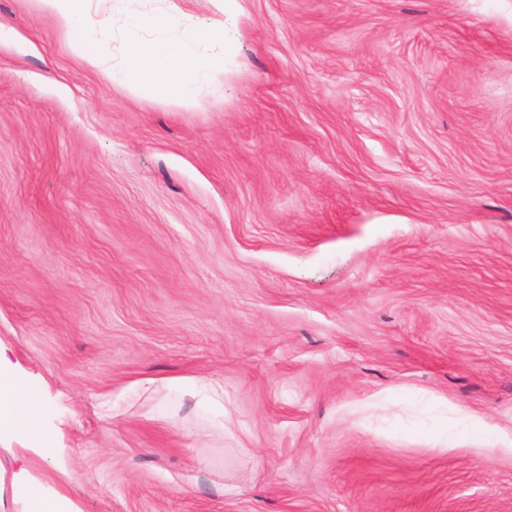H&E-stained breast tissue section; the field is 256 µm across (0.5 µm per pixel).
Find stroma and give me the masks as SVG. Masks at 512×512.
Listing matches in <instances>:
<instances>
[{
    "mask_svg": "<svg viewBox=\"0 0 512 512\" xmlns=\"http://www.w3.org/2000/svg\"><path fill=\"white\" fill-rule=\"evenodd\" d=\"M0 23V512H512V0H237L192 109ZM17 365L0 344V442H43L37 418V399L16 375ZM168 387L179 390L184 397L191 399L202 408L218 402L216 397L220 386L213 382L195 378H180L171 382ZM25 496L28 502L29 512H52L54 499L57 493L49 487L36 486L26 488Z\"/></svg>",
    "mask_w": 512,
    "mask_h": 512,
    "instance_id": "stroma-1",
    "label": "stroma"
}]
</instances>
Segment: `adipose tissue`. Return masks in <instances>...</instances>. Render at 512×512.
<instances>
[{
    "instance_id": "adipose-tissue-1",
    "label": "adipose tissue",
    "mask_w": 512,
    "mask_h": 512,
    "mask_svg": "<svg viewBox=\"0 0 512 512\" xmlns=\"http://www.w3.org/2000/svg\"><path fill=\"white\" fill-rule=\"evenodd\" d=\"M217 19L193 20L177 11H162L146 19L134 18L130 28L143 26L152 31L150 39L129 38L119 69L109 70L105 61L112 49L91 23L89 0H38L41 10L53 17L67 34L72 52L89 68L103 72L121 89L139 92L153 88L159 98L180 106L197 103L200 88L214 87L224 70L223 58L206 53L210 43L224 39L222 16L235 0H212ZM181 27L180 38L171 39L173 27ZM37 418V399L20 381L16 366L0 345V439L37 442L42 440Z\"/></svg>"
}]
</instances>
